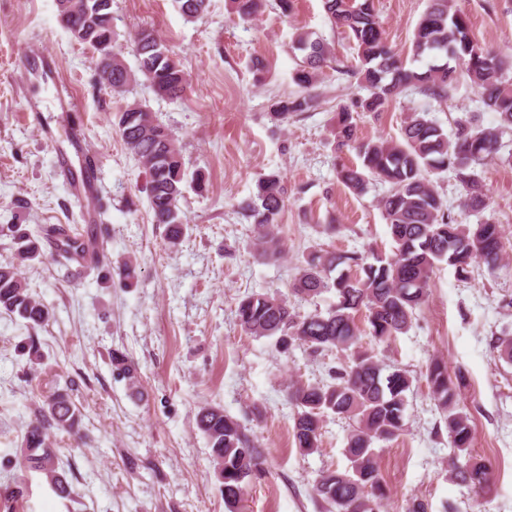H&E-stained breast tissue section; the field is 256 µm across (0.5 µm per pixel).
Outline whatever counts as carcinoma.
Here are the masks:
<instances>
[{
	"mask_svg": "<svg viewBox=\"0 0 512 512\" xmlns=\"http://www.w3.org/2000/svg\"><path fill=\"white\" fill-rule=\"evenodd\" d=\"M174 2L186 20L194 21L205 15L209 0ZM322 2L330 23L354 43L358 64L344 73L369 90L370 96L359 103L364 111L377 112L394 94L408 89L441 104L448 100L457 78L465 76L478 90L484 110L497 115L500 127H512V83L503 79L508 61L472 39L468 19L455 9L454 0H429L415 28L411 61L428 58L424 70L408 67L406 59L387 45L374 0ZM232 3L244 20L266 7V0ZM57 6L61 25L75 41L92 48L95 75L112 92L125 93L139 74L159 97H182L186 74L154 31L143 29L134 39L137 72L121 61L114 49L112 0H57ZM293 46L303 52L293 75L300 92L274 104L273 115L282 122L316 106L312 89L322 64L332 55L328 44L308 31L297 33ZM336 119L340 142L355 140L353 112L343 108ZM117 130L125 149L145 169V191L155 223L168 225L169 243L177 246L183 234L179 200L189 183H201L200 177H189L177 139L142 102L128 104L117 113ZM498 146L497 131L482 128L471 118L455 121L448 134L426 112H412L405 118L401 142L358 143L362 166L343 168L338 177L358 195L366 192L371 176L389 185L380 206L394 243L393 254L372 249L339 255L310 253L298 268L291 292L304 301L334 293L336 301L324 311L302 315L288 298L264 292L247 294L239 301L237 315L247 334L273 338L285 351L298 346L313 355L336 351L344 356L329 368L328 379L288 386V403L294 408L293 436L302 455L320 451L324 417L334 415L349 423L348 467L323 470L314 480V492L327 512H383L387 493L377 448L400 435L407 393L413 386L408 370L384 365L374 349L363 346L361 337L389 345L407 333L428 300L429 283L439 265L447 264L459 280L466 281L476 266L493 269L504 258L501 225L492 219L458 223L430 179L433 174H451L466 193L463 208L480 213L487 203L478 167L497 153ZM284 202L285 188L279 174L272 172L258 178L254 199L242 205L253 220L255 256L266 263L284 257L278 231ZM79 250L80 244L72 238L57 239L59 257L71 261ZM0 309L17 314L33 331L49 319L48 308L28 292L13 263L0 264ZM112 363L138 390L135 363L115 352ZM425 380L439 415L436 432L444 429L450 439L451 474L469 489L483 487L489 471L471 455L473 428L460 403L465 375L459 372L450 377L444 361L434 357ZM52 426L68 432L78 429L79 410L66 389L46 397L40 419L24 436L20 455L24 471L42 474L59 495L69 496V484L58 472L57 451L46 442V430ZM197 426L211 449L224 506L228 512H239L251 482L265 471V453L247 428L221 406L202 407Z\"/></svg>",
	"mask_w": 512,
	"mask_h": 512,
	"instance_id": "1",
	"label": "carcinoma"
}]
</instances>
